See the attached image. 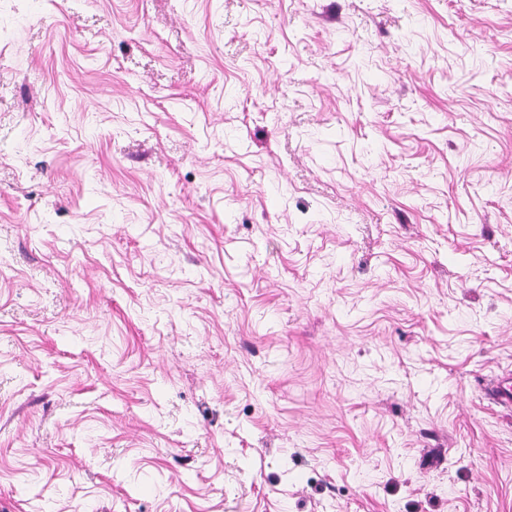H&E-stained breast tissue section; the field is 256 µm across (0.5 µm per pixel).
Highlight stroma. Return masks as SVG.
<instances>
[{"mask_svg":"<svg viewBox=\"0 0 512 512\" xmlns=\"http://www.w3.org/2000/svg\"><path fill=\"white\" fill-rule=\"evenodd\" d=\"M512 0H0V512H512Z\"/></svg>","mask_w":512,"mask_h":512,"instance_id":"obj_1","label":"stroma"}]
</instances>
